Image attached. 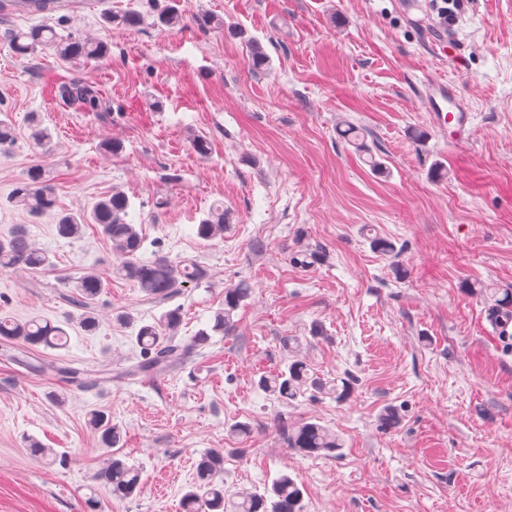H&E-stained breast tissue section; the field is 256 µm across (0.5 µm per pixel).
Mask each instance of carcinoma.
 I'll list each match as a JSON object with an SVG mask.
<instances>
[{"instance_id":"1","label":"carcinoma","mask_w":512,"mask_h":512,"mask_svg":"<svg viewBox=\"0 0 512 512\" xmlns=\"http://www.w3.org/2000/svg\"><path fill=\"white\" fill-rule=\"evenodd\" d=\"M185 13L176 6L165 8L159 21L175 28L184 24ZM107 24L117 27L135 28L141 16L135 12L112 14ZM19 57L36 54L38 49H52L64 59H100L107 53V46L99 41L85 38L62 37L49 25L33 27L27 31L9 29L0 36ZM269 56L255 43L251 46L250 65L255 71L269 67ZM29 142L32 149L47 151L51 147V135L44 128L37 114L29 117ZM16 141L15 127L10 116L0 113V151L13 147ZM8 202L26 214L32 223L43 216L54 214L57 236L64 239L81 237L85 227L95 226L107 240L112 252L122 259L116 274L138 285L147 295L167 299L177 293L186 283H198L204 271L196 265H182L167 256H156L151 261L140 259L145 239L136 225L129 221L130 200L119 190L101 197L91 208L80 212L57 209V197L51 178L39 165L29 170L26 181L18 184L8 196ZM197 235L202 239L224 236V205L211 207L206 217L197 225ZM52 265L49 253L36 247L28 228L18 224L7 237L0 238V269L25 267L29 270L45 269ZM108 288V282L94 272H87L72 281L68 302L80 310L79 325L86 332L99 328L95 304ZM249 294L242 283L224 295V308L215 312L211 331L202 330L195 342H207L211 336H222L232 330V316L240 303ZM180 312L171 309L151 322L141 324L135 332L137 345L144 360L127 372L129 376H145L156 373L171 362L181 358L193 344L175 342L173 332L179 326ZM0 338L17 340L35 347L64 348L68 344V332L60 325L40 316L18 320L8 314H0ZM259 387L266 393L283 401H294L306 394L322 389L319 382L309 376L306 365L295 360L286 369L276 374L265 375ZM88 424L101 431L104 447L113 448L120 439V428L99 413L93 412ZM288 447L303 455L333 454L342 448V441L335 432L317 422H302L283 429ZM224 454L219 448L204 452L197 465L196 480L184 493L182 512H302L303 491L295 479L283 473L272 481L263 494H246L239 500H224V481L221 479V464ZM100 482L117 498L131 497L139 487L140 468L114 456L99 474Z\"/></svg>"}]
</instances>
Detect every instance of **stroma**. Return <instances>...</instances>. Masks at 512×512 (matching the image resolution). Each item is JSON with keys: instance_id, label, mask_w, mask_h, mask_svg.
Segmentation results:
<instances>
[{"instance_id": "1", "label": "stroma", "mask_w": 512, "mask_h": 512, "mask_svg": "<svg viewBox=\"0 0 512 512\" xmlns=\"http://www.w3.org/2000/svg\"><path fill=\"white\" fill-rule=\"evenodd\" d=\"M167 2L0 10V33L48 24L108 47L83 63L21 58L0 40V112L17 131L0 154V236L27 224L3 201L40 163L64 208L120 189L143 258L206 273L157 300L115 276L121 260L95 227L68 240L52 216L28 224L53 264L1 270L0 310L55 321L71 310L68 280L93 270L110 286L98 330L72 325L66 348L0 339V512H88L92 493L104 512H180L211 448L224 451L232 498L285 472L303 486L304 512H512V335L494 332L479 290L512 289V0H463L446 26L435 0H181L175 29L157 22ZM126 10L137 28L106 24ZM251 40L267 70L251 69ZM429 80L459 87L474 116L467 140L434 127ZM65 85L95 91L98 109L62 99ZM32 112L52 134L41 156L28 143ZM349 124L364 151L343 137ZM110 139L121 154L104 150ZM217 201L231 222L202 239L196 226ZM241 282L249 296L231 335L123 377L141 358L134 323L176 308L175 336L189 340ZM296 358L322 391L285 403L258 388ZM65 363L112 380L64 382ZM93 412L122 431L112 453ZM309 420L344 437L341 455L287 448L283 428ZM235 421L250 434L230 436ZM111 454L141 468L134 496L98 481Z\"/></svg>"}]
</instances>
